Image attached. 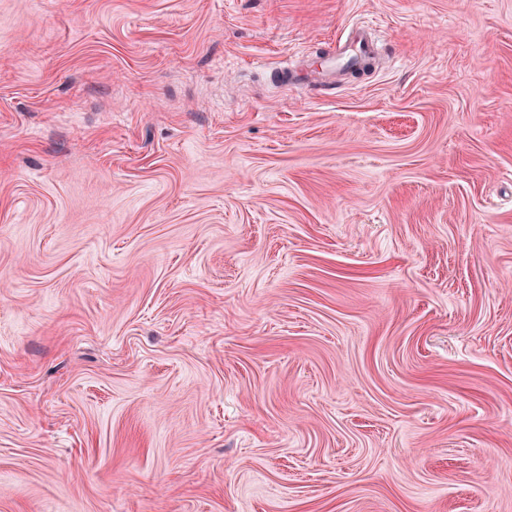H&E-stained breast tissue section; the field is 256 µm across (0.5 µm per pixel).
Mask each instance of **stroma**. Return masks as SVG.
Masks as SVG:
<instances>
[{"instance_id":"35a3bbf8","label":"stroma","mask_w":512,"mask_h":512,"mask_svg":"<svg viewBox=\"0 0 512 512\" xmlns=\"http://www.w3.org/2000/svg\"><path fill=\"white\" fill-rule=\"evenodd\" d=\"M0 512H512V0H0ZM339 49L320 57L319 65L307 71L304 77H298L293 71L292 62H282L278 68L281 75V87L291 89L298 84H308L317 90L336 89V73L355 70L369 62L374 53L376 40L365 25H356L343 39L338 40Z\"/></svg>"}]
</instances>
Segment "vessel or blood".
Instances as JSON below:
<instances>
[{"mask_svg": "<svg viewBox=\"0 0 512 512\" xmlns=\"http://www.w3.org/2000/svg\"><path fill=\"white\" fill-rule=\"evenodd\" d=\"M376 40L369 28L358 25L339 42L337 52L321 57L319 65L305 76H298L293 71L291 62H283L278 68L284 89H291L301 83L311 85L317 90H331L336 86L337 73L355 70L369 62L374 53Z\"/></svg>", "mask_w": 512, "mask_h": 512, "instance_id": "vessel-or-blood-1", "label": "vessel or blood"}]
</instances>
